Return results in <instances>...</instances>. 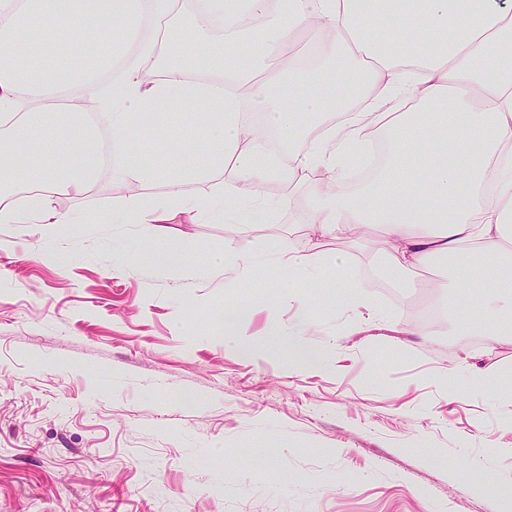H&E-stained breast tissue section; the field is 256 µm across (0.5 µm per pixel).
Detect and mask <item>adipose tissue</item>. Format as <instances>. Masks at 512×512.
<instances>
[{
	"mask_svg": "<svg viewBox=\"0 0 512 512\" xmlns=\"http://www.w3.org/2000/svg\"><path fill=\"white\" fill-rule=\"evenodd\" d=\"M199 0L194 27L224 12V39L206 47L167 24L174 0H0V223H70L39 207L43 197L78 194L101 174L98 135L81 105H53L75 86L88 34L113 49L118 85L112 137L122 146L113 180L165 182L162 197L123 203L149 244L143 258L177 273L188 254L167 246L176 214L213 210L251 226L266 223L276 200L267 184L299 185L315 169L334 185L310 196L308 226L316 255L277 240L279 259L225 251L221 263L240 287L259 276L276 286L304 283L336 304L355 302V274L325 251L326 239L378 225L389 240L386 274L395 281L437 262L448 265L437 288H454L455 333L482 328L490 340L512 335V0ZM262 19L243 32V15ZM34 27L41 44L18 43ZM321 44L326 66L305 73L290 56L300 37ZM170 48L164 77L129 61L133 48ZM208 64L220 81L190 78ZM183 105L190 160L147 166L144 151L165 154L151 132L171 101ZM284 144L270 152L255 137L249 112ZM145 136L127 142L130 129ZM388 148L385 167L359 191L338 186L348 162L371 140ZM223 171L218 192L199 200L184 184Z\"/></svg>",
	"mask_w": 512,
	"mask_h": 512,
	"instance_id": "adipose-tissue-1",
	"label": "adipose tissue"
}]
</instances>
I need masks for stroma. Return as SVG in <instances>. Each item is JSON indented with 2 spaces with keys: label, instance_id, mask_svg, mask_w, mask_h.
Returning a JSON list of instances; mask_svg holds the SVG:
<instances>
[{
  "label": "stroma",
  "instance_id": "35a3bbf8",
  "mask_svg": "<svg viewBox=\"0 0 512 512\" xmlns=\"http://www.w3.org/2000/svg\"><path fill=\"white\" fill-rule=\"evenodd\" d=\"M314 187L289 188L267 224L175 217L172 245L192 257L177 274L141 261L137 225L112 208L131 188L108 168L52 198L72 223L0 224V512H495L470 462L512 488V404L495 390L512 336L444 333L456 291L429 287L443 267L392 285L371 228L333 243L361 273L358 305L305 288L302 309L217 266L232 249L274 259L281 237L309 249ZM243 299L248 354L216 320ZM424 305L431 335H400ZM276 328L318 363L267 351Z\"/></svg>",
  "mask_w": 512,
  "mask_h": 512
}]
</instances>
